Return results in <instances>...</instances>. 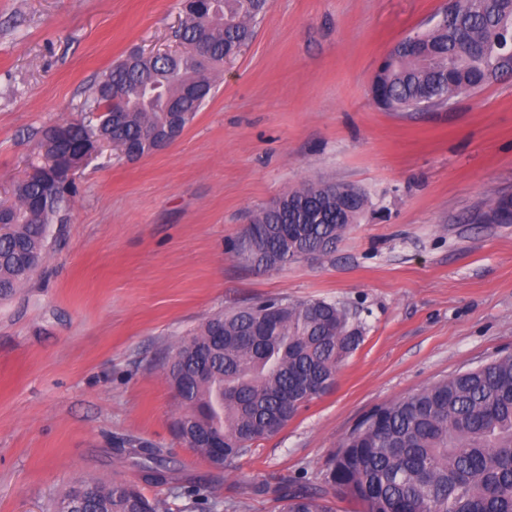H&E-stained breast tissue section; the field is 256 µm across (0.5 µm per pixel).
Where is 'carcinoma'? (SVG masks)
I'll list each match as a JSON object with an SVG mask.
<instances>
[{
    "label": "carcinoma",
    "mask_w": 512,
    "mask_h": 512,
    "mask_svg": "<svg viewBox=\"0 0 512 512\" xmlns=\"http://www.w3.org/2000/svg\"><path fill=\"white\" fill-rule=\"evenodd\" d=\"M268 0H186L178 31L186 46L176 57L120 61L94 84L85 110L96 122L63 121L35 132L37 174L13 184L0 210V299L16 294L43 262L52 226L66 221L73 187L43 199L66 151L82 169L105 145H137L191 123L229 53L254 35ZM211 49L201 72L189 45ZM512 75V0H448L440 19L396 43L378 66L373 100L387 112L441 110L490 82ZM123 127L112 129V110ZM58 127L68 140L55 141ZM368 204L345 183L306 182L251 216L238 255L269 269L336 248ZM512 224V198L498 199L476 217ZM362 340L349 312L324 300H260L219 312L183 339L163 365L179 400L178 436L205 459L224 441V466L258 440L288 424L311 400L326 394ZM112 455L136 468L141 481L175 484L192 508L212 512L208 480L184 473L164 448L133 436L112 437ZM327 483L357 500L363 512H512V354L459 372L419 392L371 410L338 443L327 462ZM81 498L83 512H167L136 484L95 478L76 482L60 504ZM280 512H333L317 491L287 490Z\"/></svg>",
    "instance_id": "cac0c4a2"
}]
</instances>
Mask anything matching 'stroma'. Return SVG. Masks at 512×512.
Segmentation results:
<instances>
[{
  "mask_svg": "<svg viewBox=\"0 0 512 512\" xmlns=\"http://www.w3.org/2000/svg\"><path fill=\"white\" fill-rule=\"evenodd\" d=\"M445 0H270L180 138L136 161L108 149L76 178L43 265L0 302V512H51L80 478L135 483L110 441L167 448L163 359L206 318L258 298L345 306L363 340L334 388L210 482L215 512H279L325 481L373 408L512 353V224L478 221L512 197V76L445 111L377 107L375 69L437 21ZM180 0H0V199L33 130L83 119L90 86L132 50L178 45ZM355 185L368 206L335 251L269 270L233 249L252 211L306 181Z\"/></svg>",
  "mask_w": 512,
  "mask_h": 512,
  "instance_id": "35a3bbf8",
  "label": "stroma"
}]
</instances>
